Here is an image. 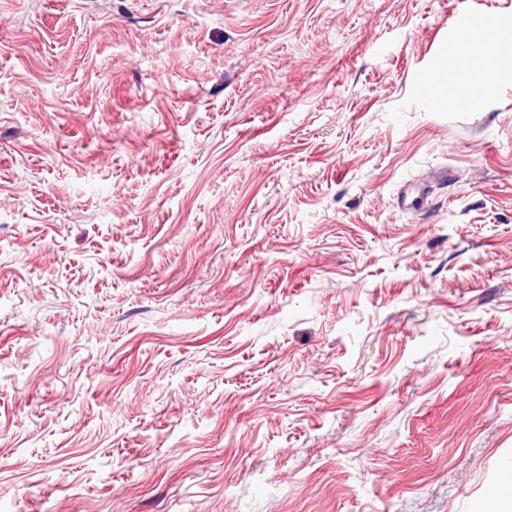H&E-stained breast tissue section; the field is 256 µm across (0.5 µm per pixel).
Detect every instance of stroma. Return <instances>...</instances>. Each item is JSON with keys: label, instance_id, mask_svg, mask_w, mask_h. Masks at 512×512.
Listing matches in <instances>:
<instances>
[{"label": "stroma", "instance_id": "obj_1", "mask_svg": "<svg viewBox=\"0 0 512 512\" xmlns=\"http://www.w3.org/2000/svg\"><path fill=\"white\" fill-rule=\"evenodd\" d=\"M457 5L0 0V512L504 486L512 48L429 69L512 0Z\"/></svg>", "mask_w": 512, "mask_h": 512}]
</instances>
